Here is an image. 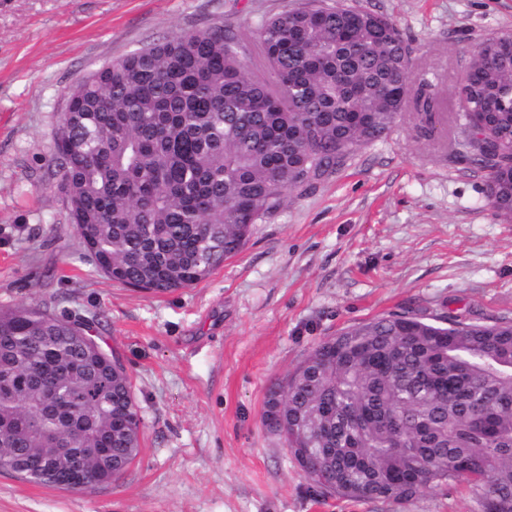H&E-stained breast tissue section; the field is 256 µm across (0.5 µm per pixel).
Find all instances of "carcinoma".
Masks as SVG:
<instances>
[{"label":"carcinoma","mask_w":512,"mask_h":512,"mask_svg":"<svg viewBox=\"0 0 512 512\" xmlns=\"http://www.w3.org/2000/svg\"><path fill=\"white\" fill-rule=\"evenodd\" d=\"M251 36L270 82L245 71L238 34L212 26L115 59L68 92L54 133L68 221L112 281L188 288L241 253L287 192L387 137L402 112L417 138L433 136L438 94L411 81L389 18L308 0ZM468 55L454 156L486 173L488 204L512 221V33ZM89 329L37 303L0 308V459L27 482L61 488L79 458L95 487L139 453L128 373ZM50 393L68 408L45 412ZM262 424L324 493L406 501L463 478L482 512H512V321L406 311L348 327L269 388Z\"/></svg>","instance_id":"1"}]
</instances>
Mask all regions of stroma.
<instances>
[{"label": "stroma", "mask_w": 512, "mask_h": 512, "mask_svg": "<svg viewBox=\"0 0 512 512\" xmlns=\"http://www.w3.org/2000/svg\"><path fill=\"white\" fill-rule=\"evenodd\" d=\"M302 0H0V308L37 303L92 320L130 375L140 451L119 480L74 491L0 472V512H480L451 481L413 499L320 493L261 423L268 388L318 344L406 310L512 320V222L483 172L452 164L456 130L384 139L289 193L239 255L199 283L152 295L108 279L68 222L54 132L68 90L113 59L181 32L251 31ZM390 17L414 81L455 108L468 45L512 33V0H358Z\"/></svg>", "instance_id": "obj_1"}]
</instances>
